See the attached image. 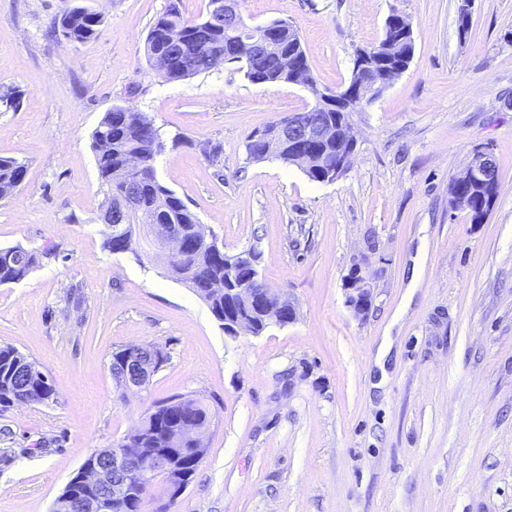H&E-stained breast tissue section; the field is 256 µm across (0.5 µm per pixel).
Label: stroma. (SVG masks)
Returning <instances> with one entry per match:
<instances>
[{"instance_id":"1","label":"stroma","mask_w":512,"mask_h":512,"mask_svg":"<svg viewBox=\"0 0 512 512\" xmlns=\"http://www.w3.org/2000/svg\"><path fill=\"white\" fill-rule=\"evenodd\" d=\"M173 1L191 19L208 9L0 0V90L21 94L0 105V156L27 166L0 199V247L57 251L0 285V343L56 390L53 403L0 413V512H50L89 453L177 394L212 421L170 512H512V0H474L463 36L460 0H239L251 25L293 24L334 90L391 11L411 21L409 67L350 113L356 147L331 183L247 157L253 132L312 104L303 85L255 84L236 63L170 82L149 64V28ZM73 6L104 17L82 44L53 28ZM115 106L161 129L160 183L227 255L257 253L294 323L229 338L165 256L104 250L91 135ZM478 147L499 190L475 224L449 200ZM357 265L373 280L362 320L346 305ZM73 286L80 302L66 299ZM124 345L168 359L123 398L109 363Z\"/></svg>"}]
</instances>
